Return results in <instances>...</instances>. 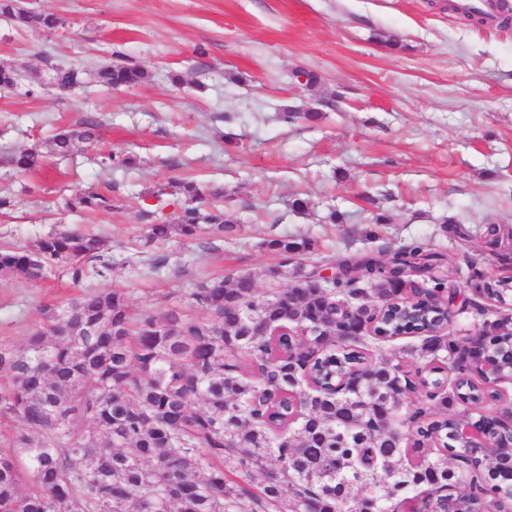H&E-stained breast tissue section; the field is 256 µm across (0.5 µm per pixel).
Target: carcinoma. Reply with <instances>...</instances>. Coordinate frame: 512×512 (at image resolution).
Returning <instances> with one entry per match:
<instances>
[{"instance_id": "1", "label": "carcinoma", "mask_w": 512, "mask_h": 512, "mask_svg": "<svg viewBox=\"0 0 512 512\" xmlns=\"http://www.w3.org/2000/svg\"><path fill=\"white\" fill-rule=\"evenodd\" d=\"M0 15L18 27L53 32L58 18L0 0ZM85 69L56 65L30 76L28 92L49 84L62 91L83 86ZM95 83L118 88L143 83L149 73L118 61L97 69ZM99 124L61 129L49 152L73 153L97 140ZM35 145L4 158L26 174L41 165ZM181 205L170 224L147 225L145 240L224 234L231 223L215 206L199 204L223 190L193 180L173 183ZM74 213L112 209V188L80 189L65 200ZM281 255L311 247L288 238L268 243ZM104 240L52 231L32 249L0 250V272L40 282L60 270L74 284L87 263L105 276ZM440 255L421 245L397 249L381 263L368 259L358 280L335 283L296 278L271 298L255 297L254 280H203L190 305L207 313L193 318L180 307L132 321L119 290L84 294L63 309H46V325L17 350L0 342V418L14 432L0 448V512H448L461 502L468 512L495 503L512 512L499 466L512 453L502 447L509 429L491 433L500 447L474 453L456 438L457 420L438 418L446 387L477 408L495 400L494 378L485 376L464 346L443 331L409 324L396 311L373 331L382 301L399 298L395 277L415 272L413 294L421 310L448 299L439 275ZM512 277L483 286L485 301L506 302ZM421 330L406 353L419 363L377 352L386 339ZM490 350L504 373L512 372V334L499 320ZM200 400L203 409L191 404ZM412 456L405 464L403 458ZM275 459L278 466L270 467ZM235 464L236 479L224 473ZM263 476L260 485L253 475Z\"/></svg>"}]
</instances>
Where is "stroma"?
Returning <instances> with one entry per match:
<instances>
[{
	"instance_id": "stroma-1",
	"label": "stroma",
	"mask_w": 512,
	"mask_h": 512,
	"mask_svg": "<svg viewBox=\"0 0 512 512\" xmlns=\"http://www.w3.org/2000/svg\"><path fill=\"white\" fill-rule=\"evenodd\" d=\"M54 33L0 17V63L28 76L58 63L94 70L122 52L147 82L73 92L0 89V159L47 144L92 118L99 139L46 156L19 175L0 162V247H30L55 229L103 238L112 269L78 284L54 272L32 283L0 274V342L23 347L85 292L118 289L132 318L188 302L196 283L252 275L264 298L298 272L395 249L438 252L455 288L453 337L475 336L479 276L512 275V250L484 229L512 227V27L461 24L431 0H33ZM320 74L316 87L296 74ZM181 73L183 85L170 73ZM322 112L317 125L287 109ZM132 155L106 167L103 155ZM194 179L223 188L231 220L211 244L180 234L146 243L139 218L157 185ZM112 187L108 211L71 214L78 189ZM306 207L295 210V199ZM338 221H331V214ZM459 232L444 231V218ZM310 241L282 257L274 238ZM164 258L155 267V258Z\"/></svg>"
}]
</instances>
